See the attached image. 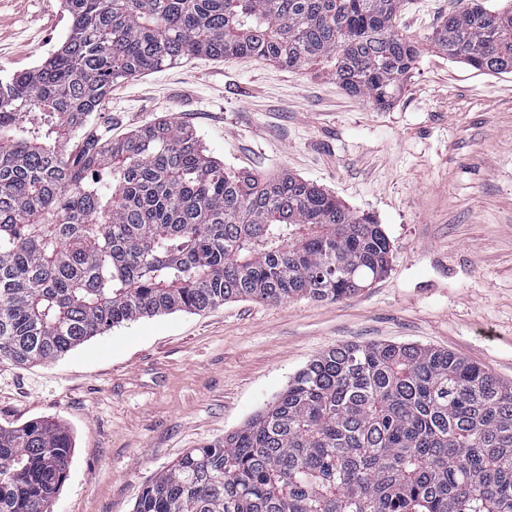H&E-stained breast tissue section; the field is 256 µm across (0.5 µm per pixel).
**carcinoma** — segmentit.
Segmentation results:
<instances>
[{"label": "carcinoma", "mask_w": 512, "mask_h": 512, "mask_svg": "<svg viewBox=\"0 0 512 512\" xmlns=\"http://www.w3.org/2000/svg\"><path fill=\"white\" fill-rule=\"evenodd\" d=\"M404 5L63 0V45L0 81V359L55 360L123 323L232 299L341 300L382 277L381 226L316 184L227 168L173 121L114 140L89 117L117 80L198 56L316 65L383 109L425 45L512 73V6L469 0L422 43L398 31ZM72 457L57 422L0 426V512H50ZM134 512H512V384L448 350L332 347L156 477Z\"/></svg>", "instance_id": "cac0c4a2"}]
</instances>
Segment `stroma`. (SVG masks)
<instances>
[{
	"label": "stroma",
	"mask_w": 512,
	"mask_h": 512,
	"mask_svg": "<svg viewBox=\"0 0 512 512\" xmlns=\"http://www.w3.org/2000/svg\"><path fill=\"white\" fill-rule=\"evenodd\" d=\"M460 0H407L423 39ZM69 34L61 0H0V80ZM193 128L225 165L313 182L381 224L387 273L343 300L224 303L141 318L66 355L0 359V425L43 417L74 440L51 512H133L186 452L223 440L325 349L447 350L512 383V75L427 49L388 108L313 67L200 57L113 84L94 125L120 138L160 119Z\"/></svg>",
	"instance_id": "stroma-1"
}]
</instances>
